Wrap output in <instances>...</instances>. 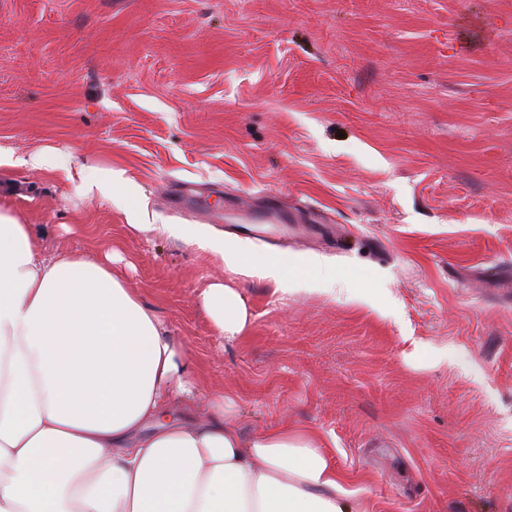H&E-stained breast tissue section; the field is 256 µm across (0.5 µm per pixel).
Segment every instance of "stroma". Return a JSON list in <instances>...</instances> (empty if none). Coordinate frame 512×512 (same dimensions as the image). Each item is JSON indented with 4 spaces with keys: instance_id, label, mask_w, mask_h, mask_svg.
Wrapping results in <instances>:
<instances>
[{
    "instance_id": "35a3bbf8",
    "label": "stroma",
    "mask_w": 512,
    "mask_h": 512,
    "mask_svg": "<svg viewBox=\"0 0 512 512\" xmlns=\"http://www.w3.org/2000/svg\"><path fill=\"white\" fill-rule=\"evenodd\" d=\"M0 209L117 251L243 429L321 433L366 512H512V0H0ZM274 209L263 250L327 288L238 278L234 343L223 262L129 226ZM199 297L213 326L227 342L243 338L251 324V313L242 288L232 281L212 282L202 288Z\"/></svg>"
}]
</instances>
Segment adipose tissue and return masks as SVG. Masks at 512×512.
<instances>
[{
	"instance_id": "adipose-tissue-1",
	"label": "adipose tissue",
	"mask_w": 512,
	"mask_h": 512,
	"mask_svg": "<svg viewBox=\"0 0 512 512\" xmlns=\"http://www.w3.org/2000/svg\"><path fill=\"white\" fill-rule=\"evenodd\" d=\"M218 256L231 281L199 297L227 342L251 313L234 277L309 290L239 239L158 224ZM204 402L184 421L174 398ZM313 430L244 431L235 400L195 385L191 358L157 309L109 264L44 254L32 225L0 211V512H360Z\"/></svg>"
}]
</instances>
